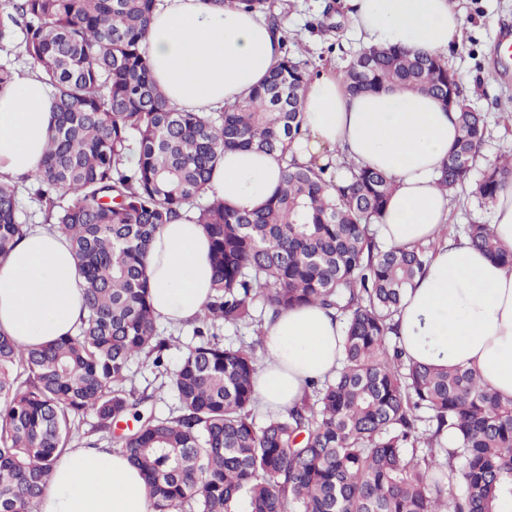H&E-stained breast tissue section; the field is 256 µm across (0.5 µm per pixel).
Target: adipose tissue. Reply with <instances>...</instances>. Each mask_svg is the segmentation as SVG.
Masks as SVG:
<instances>
[{"instance_id":"1","label":"adipose tissue","mask_w":512,"mask_h":512,"mask_svg":"<svg viewBox=\"0 0 512 512\" xmlns=\"http://www.w3.org/2000/svg\"><path fill=\"white\" fill-rule=\"evenodd\" d=\"M361 44L433 54L460 44L465 22L449 0H348ZM279 36L256 13L214 11L205 0H164L148 36L153 74L169 103L205 116L245 103L279 56ZM305 137L299 162L338 151L383 171L395 183L374 231L380 245L435 244L431 261L408 285L398 332L410 357L478 374L512 399V272L466 241L448 240L450 199L436 185L457 138L456 115L435 98L397 87L350 94L341 75L321 73L302 101ZM54 124L37 67L16 72L0 92V184H14L40 164ZM278 153L225 152L208 194L238 210L261 207L282 182ZM202 225H163L147 257L149 299L159 320L177 325L201 314L212 282ZM82 277L68 239L33 227L0 262V332L21 347L73 333L83 313ZM339 321L314 306L283 312L265 329L256 397L291 406L306 381L332 375L342 359ZM38 512H149L140 472L111 449L77 447L54 464Z\"/></svg>"}]
</instances>
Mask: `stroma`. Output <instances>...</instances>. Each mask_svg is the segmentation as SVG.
<instances>
[{
    "instance_id": "stroma-1",
    "label": "stroma",
    "mask_w": 512,
    "mask_h": 512,
    "mask_svg": "<svg viewBox=\"0 0 512 512\" xmlns=\"http://www.w3.org/2000/svg\"><path fill=\"white\" fill-rule=\"evenodd\" d=\"M288 21V35L300 39L303 57L319 70L341 71L361 46L352 34L345 0H273ZM466 18L463 43L449 49L446 61L460 80L469 105L486 118V135L472 180L500 157L512 154V131L502 114L512 109V66L493 77L500 36L512 29V0H451Z\"/></svg>"
}]
</instances>
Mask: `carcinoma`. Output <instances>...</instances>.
<instances>
[{
	"label": "carcinoma",
	"mask_w": 512,
	"mask_h": 512,
	"mask_svg": "<svg viewBox=\"0 0 512 512\" xmlns=\"http://www.w3.org/2000/svg\"><path fill=\"white\" fill-rule=\"evenodd\" d=\"M265 16L269 0H208ZM160 0H11L0 47L22 36L50 88L57 124L31 178V199L67 237L83 278L76 334L22 348L0 332V512H32L76 423L143 476L151 512H499L512 493V400L476 373L407 358L393 338L404 289L429 247L382 250L370 233L395 189L386 174L288 159L306 135L304 52L288 50L243 105L202 117L169 105L147 52ZM353 93L400 86L448 106L461 87L438 55L362 48L341 71ZM459 135L439 187L465 191L485 135L481 113L458 100ZM136 149L137 163H126ZM280 151L283 184L255 210L206 195L227 150ZM512 185V155L471 191L484 204ZM194 214L211 243L213 293L192 321L199 343L173 373L168 417L143 415L131 363L165 366L170 349L149 302L144 258L164 224ZM30 225L16 187L0 185V259ZM469 245L512 270V250L489 224L463 228ZM316 305L343 322V366L309 384L284 412L255 421L252 345H224L221 327H253ZM134 418L137 426L112 433Z\"/></svg>",
	"instance_id": "carcinoma-1"
}]
</instances>
